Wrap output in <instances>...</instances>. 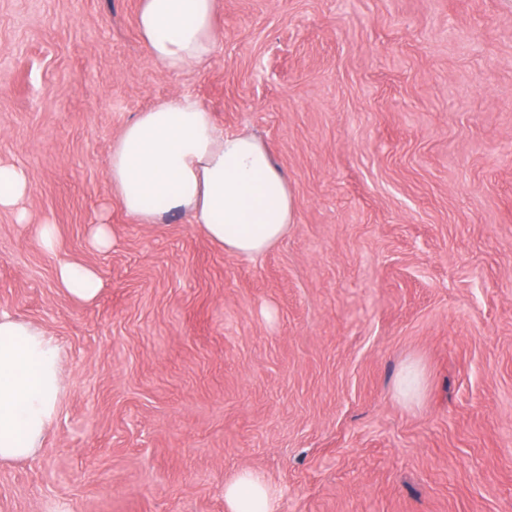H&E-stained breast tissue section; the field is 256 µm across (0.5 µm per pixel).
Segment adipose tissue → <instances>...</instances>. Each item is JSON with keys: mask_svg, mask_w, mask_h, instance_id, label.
I'll use <instances>...</instances> for the list:
<instances>
[{"mask_svg": "<svg viewBox=\"0 0 512 512\" xmlns=\"http://www.w3.org/2000/svg\"><path fill=\"white\" fill-rule=\"evenodd\" d=\"M138 35L150 58L170 72L205 63L218 42L215 0H139ZM108 179L140 224L186 216L225 253L252 257L274 247L295 219L296 203L267 145L247 132L224 133L196 98L179 94L138 114L113 139ZM27 171L0 163V210L19 211ZM72 297L92 302L97 272L61 264ZM64 382L60 349L43 328L0 314V463L41 448L58 415ZM225 512H275L265 475L244 469L224 484Z\"/></svg>", "mask_w": 512, "mask_h": 512, "instance_id": "1", "label": "adipose tissue"}]
</instances>
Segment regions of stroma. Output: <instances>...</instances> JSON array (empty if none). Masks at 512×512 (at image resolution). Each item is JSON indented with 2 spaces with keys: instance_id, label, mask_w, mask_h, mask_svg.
Wrapping results in <instances>:
<instances>
[{
  "instance_id": "obj_1",
  "label": "stroma",
  "mask_w": 512,
  "mask_h": 512,
  "mask_svg": "<svg viewBox=\"0 0 512 512\" xmlns=\"http://www.w3.org/2000/svg\"><path fill=\"white\" fill-rule=\"evenodd\" d=\"M215 6V53L171 73L138 0H0V160L30 176L26 222L0 211V311L65 369L0 512H225L244 468L279 512H512V0ZM176 94L270 147L296 201L272 250L113 195V138ZM73 261L94 303L60 287ZM57 278L65 292L83 302H92L100 291L101 284L97 272L79 263L61 264ZM420 386V375L414 364L407 365L396 382V390L408 401L418 396Z\"/></svg>"
}]
</instances>
